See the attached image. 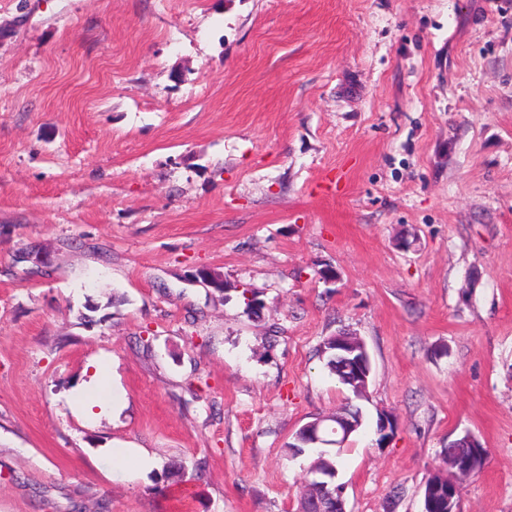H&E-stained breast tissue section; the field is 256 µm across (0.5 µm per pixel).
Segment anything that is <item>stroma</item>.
Listing matches in <instances>:
<instances>
[{
	"label": "stroma",
	"mask_w": 512,
	"mask_h": 512,
	"mask_svg": "<svg viewBox=\"0 0 512 512\" xmlns=\"http://www.w3.org/2000/svg\"><path fill=\"white\" fill-rule=\"evenodd\" d=\"M342 330L346 512L466 431L460 512H512V0H0V512H296ZM348 334L349 335H339L336 339L335 335L328 336L320 346L319 354L327 359V365H329L330 362L328 358L330 353H323L328 349L331 350L332 343L336 341L337 367L350 384L341 379L340 375L336 372V367L329 368L343 386H349L348 390L352 393L355 400H367V394L357 392L350 387H352L351 384H367L368 378L371 375V362L366 353L364 341L355 333L348 332ZM92 366L94 368L92 377L97 380L102 389L107 390L110 393V398L107 400L97 399L93 402H87L84 397H76L71 399V406L75 407L79 411L86 412L89 416L103 414L107 409L112 410V413L118 411L120 407V399L117 395H114L113 383H110V377L102 374L103 363L93 364ZM94 408H98L99 411H95Z\"/></svg>",
	"instance_id": "stroma-1"
}]
</instances>
